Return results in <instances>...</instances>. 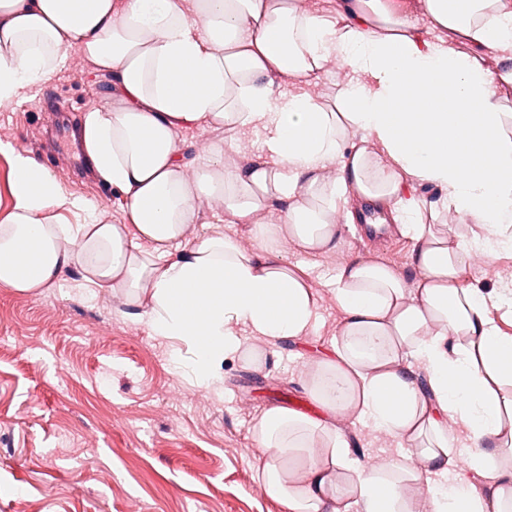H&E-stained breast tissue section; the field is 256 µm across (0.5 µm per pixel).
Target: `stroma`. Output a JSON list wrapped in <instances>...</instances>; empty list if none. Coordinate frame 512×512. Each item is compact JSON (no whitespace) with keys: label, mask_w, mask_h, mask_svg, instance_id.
<instances>
[{"label":"stroma","mask_w":512,"mask_h":512,"mask_svg":"<svg viewBox=\"0 0 512 512\" xmlns=\"http://www.w3.org/2000/svg\"><path fill=\"white\" fill-rule=\"evenodd\" d=\"M110 79L70 51L47 81L0 105V216L10 205V155H36L64 188L111 223L125 220L120 196L86 166L58 153V109L79 123L87 101L112 102ZM412 242L344 231L339 251L289 264L306 269L321 295L320 322L300 341L250 337L255 367L224 362L220 392L193 386L170 362L172 342L139 324L121 296L81 294L70 271L38 295L0 286V512H288L257 471L252 426L268 407L308 404L302 374L328 346L339 313L331 282L339 264L374 256L410 273ZM463 280L484 292L512 281V254L474 255ZM362 464L407 455L408 445L364 425Z\"/></svg>","instance_id":"1"}]
</instances>
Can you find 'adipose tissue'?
<instances>
[{
  "label": "adipose tissue",
  "mask_w": 512,
  "mask_h": 512,
  "mask_svg": "<svg viewBox=\"0 0 512 512\" xmlns=\"http://www.w3.org/2000/svg\"><path fill=\"white\" fill-rule=\"evenodd\" d=\"M74 48L112 78V106L86 112L79 136L127 221L104 222L14 154L0 285L35 294L78 269L85 296L121 295L175 342L174 369L217 391L243 333L298 340L314 326L321 297L285 245L336 253L344 224L372 212L412 241L415 274L370 257L337 269L340 318L304 378L322 416L272 406L252 428L266 488L289 512H512V336L489 315L512 307V288L462 280L471 253L512 252V0H0V104ZM338 62L328 103L312 85ZM196 127L226 132L208 157L183 138ZM206 199L253 249L192 237ZM337 418L414 453L364 466ZM458 457L481 486L449 485ZM416 481L429 497L409 494Z\"/></svg>",
  "instance_id": "adipose-tissue-1"
}]
</instances>
